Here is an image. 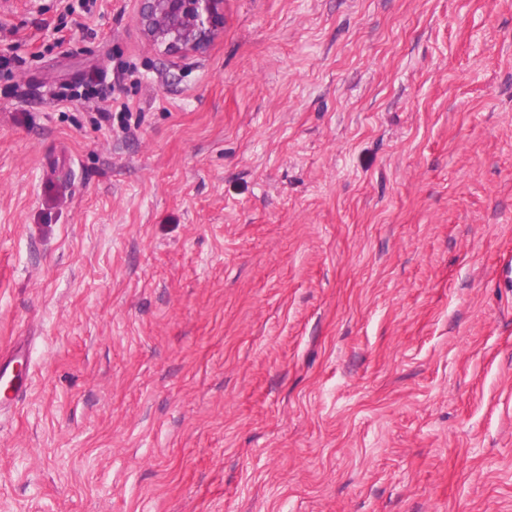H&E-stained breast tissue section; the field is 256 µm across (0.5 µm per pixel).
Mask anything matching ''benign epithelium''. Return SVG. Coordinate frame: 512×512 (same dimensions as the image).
I'll use <instances>...</instances> for the list:
<instances>
[{
    "label": "benign epithelium",
    "mask_w": 512,
    "mask_h": 512,
    "mask_svg": "<svg viewBox=\"0 0 512 512\" xmlns=\"http://www.w3.org/2000/svg\"><path fill=\"white\" fill-rule=\"evenodd\" d=\"M138 25L154 49L186 57L204 52L224 28V0H140Z\"/></svg>",
    "instance_id": "1"
}]
</instances>
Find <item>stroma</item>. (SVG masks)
Wrapping results in <instances>:
<instances>
[{"label":"stroma","mask_w":512,"mask_h":512,"mask_svg":"<svg viewBox=\"0 0 512 512\" xmlns=\"http://www.w3.org/2000/svg\"><path fill=\"white\" fill-rule=\"evenodd\" d=\"M63 10L0 0V512H512V0ZM138 25L154 49L186 57L204 52L224 28V0H140ZM29 386L28 351L20 349L6 365L0 363V404L13 405L21 401Z\"/></svg>","instance_id":"35a3bbf8"}]
</instances>
